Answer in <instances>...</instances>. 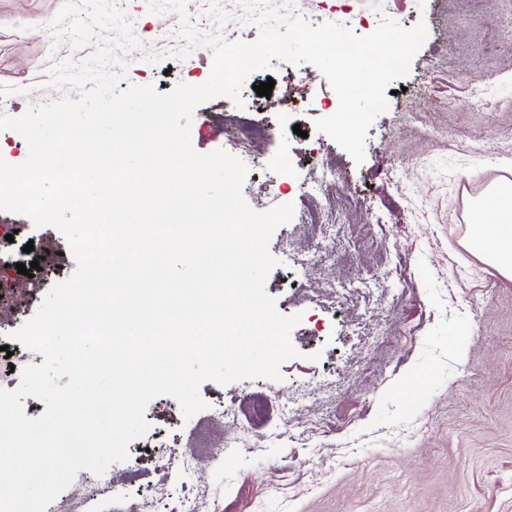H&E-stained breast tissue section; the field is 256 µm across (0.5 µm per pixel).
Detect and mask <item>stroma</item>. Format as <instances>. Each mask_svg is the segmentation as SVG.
<instances>
[{"mask_svg": "<svg viewBox=\"0 0 512 512\" xmlns=\"http://www.w3.org/2000/svg\"><path fill=\"white\" fill-rule=\"evenodd\" d=\"M63 3L0 0V113L18 117L57 98L47 88L53 63L88 55L53 43L48 25ZM115 3L141 42L120 89L167 93L208 80L212 51L174 55L176 14L150 13L147 0ZM188 10L202 31L260 37L240 25L235 0H189ZM293 10L359 36L363 20L387 17L406 30L425 24L428 37L392 82L360 164L316 129L337 99L316 66L301 83L295 64L272 60L247 76L242 104L217 97L196 108L191 142L201 153L227 149L237 122L271 129L242 158V195L257 206L259 187L274 183L294 206L272 234L265 290L282 314L301 317L290 334L297 355L277 381L204 382L207 407L189 419L175 398L153 399L138 454L112 464V479L152 485L148 447L164 441L193 452V494L208 512H512V278L472 237L474 203L512 181V0H294ZM269 78L271 95H257ZM286 95L293 110L272 111ZM327 153L354 192L332 235L298 218L314 205L304 186ZM0 219L26 227L0 241L5 275L25 284L16 266L37 260L42 230L23 214L2 210ZM260 397L267 421L218 416ZM321 422L331 435L315 432ZM242 433L252 448L227 447ZM284 458L293 468L273 475Z\"/></svg>", "mask_w": 512, "mask_h": 512, "instance_id": "1", "label": "stroma"}]
</instances>
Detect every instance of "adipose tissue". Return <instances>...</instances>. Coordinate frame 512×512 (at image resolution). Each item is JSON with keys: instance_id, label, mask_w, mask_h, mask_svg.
Here are the masks:
<instances>
[{"instance_id": "1", "label": "adipose tissue", "mask_w": 512, "mask_h": 512, "mask_svg": "<svg viewBox=\"0 0 512 512\" xmlns=\"http://www.w3.org/2000/svg\"><path fill=\"white\" fill-rule=\"evenodd\" d=\"M474 240L499 271L512 275V182L494 187L479 203Z\"/></svg>"}]
</instances>
